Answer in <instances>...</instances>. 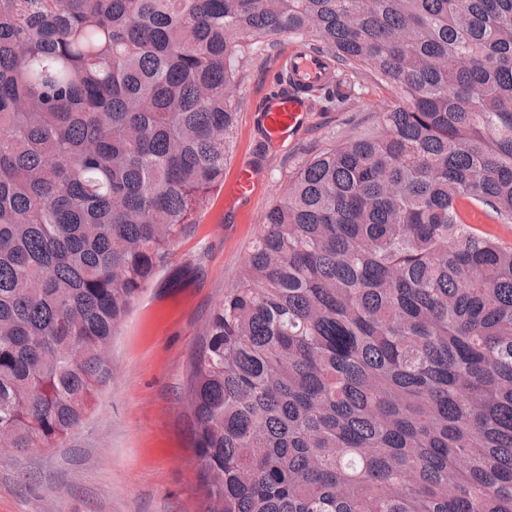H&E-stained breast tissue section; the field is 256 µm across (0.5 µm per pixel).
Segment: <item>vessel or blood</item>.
I'll use <instances>...</instances> for the list:
<instances>
[{"label": "vessel or blood", "instance_id": "b4317fda", "mask_svg": "<svg viewBox=\"0 0 512 512\" xmlns=\"http://www.w3.org/2000/svg\"><path fill=\"white\" fill-rule=\"evenodd\" d=\"M279 73L287 83L286 91H275L265 97L260 106L262 137L267 144L279 145L301 129L312 101L309 91L325 88L335 82V69L328 56L295 45L279 64ZM259 174L252 164H240L225 188L232 202H246L256 196Z\"/></svg>", "mask_w": 512, "mask_h": 512}]
</instances>
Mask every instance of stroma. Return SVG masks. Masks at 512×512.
Listing matches in <instances>:
<instances>
[{"mask_svg":"<svg viewBox=\"0 0 512 512\" xmlns=\"http://www.w3.org/2000/svg\"><path fill=\"white\" fill-rule=\"evenodd\" d=\"M293 40L244 66L228 167L254 160L262 176L248 223L223 190L210 193L108 345L112 377L91 417L64 445L0 452V512H200L188 382L209 317L235 285L264 216L303 161L371 129L392 101L361 71L347 98L320 94L306 128L268 146L255 113Z\"/></svg>","mask_w":512,"mask_h":512,"instance_id":"1","label":"stroma"}]
</instances>
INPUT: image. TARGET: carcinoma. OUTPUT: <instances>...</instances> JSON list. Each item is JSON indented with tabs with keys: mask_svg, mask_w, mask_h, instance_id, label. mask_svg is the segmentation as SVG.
Instances as JSON below:
<instances>
[{
	"mask_svg": "<svg viewBox=\"0 0 512 512\" xmlns=\"http://www.w3.org/2000/svg\"><path fill=\"white\" fill-rule=\"evenodd\" d=\"M288 34L390 89L212 312L205 512H512V0H0V451L62 444Z\"/></svg>",
	"mask_w": 512,
	"mask_h": 512,
	"instance_id": "cac0c4a2",
	"label": "carcinoma"
}]
</instances>
